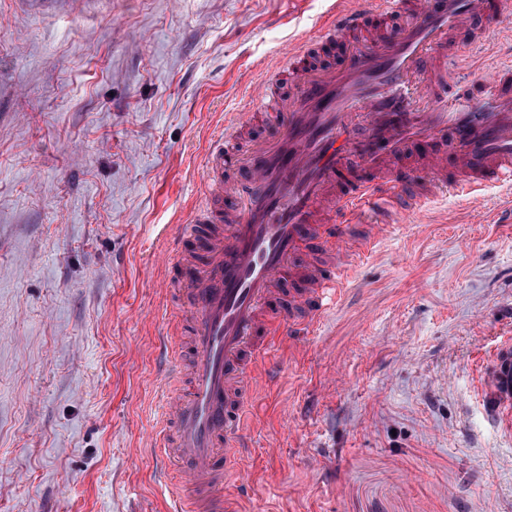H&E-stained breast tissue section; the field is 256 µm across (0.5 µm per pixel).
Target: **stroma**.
Here are the masks:
<instances>
[{"instance_id": "1", "label": "stroma", "mask_w": 512, "mask_h": 512, "mask_svg": "<svg viewBox=\"0 0 512 512\" xmlns=\"http://www.w3.org/2000/svg\"><path fill=\"white\" fill-rule=\"evenodd\" d=\"M331 0H0V512H166L160 239L245 78ZM462 56L447 95L479 98ZM496 186L397 218L308 335L249 372L242 512H512L479 377L512 344Z\"/></svg>"}]
</instances>
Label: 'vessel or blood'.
<instances>
[{"mask_svg": "<svg viewBox=\"0 0 512 512\" xmlns=\"http://www.w3.org/2000/svg\"><path fill=\"white\" fill-rule=\"evenodd\" d=\"M406 13L395 25L397 13ZM499 29L496 0H334L331 15L265 66L244 110L228 114L212 142L194 206L174 225L171 290L190 310L187 384L162 392V439L182 465L173 512H235L227 489L238 483L240 419L252 396L248 371L261 365L282 325L305 335L341 301L354 264L388 232L396 215L442 191L468 195L512 186V64L481 77L483 95L440 99L415 108L465 33ZM346 46L341 68L314 67L316 47ZM287 75L290 96H275L269 77ZM276 115L269 139L240 149L247 126ZM364 136H353L356 125ZM447 140V150L401 164L411 139ZM369 170L348 178L351 159ZM365 232L349 237L347 226ZM335 231L327 268L297 263ZM288 306H272L279 284ZM484 385L499 425L512 426V347L494 354Z\"/></svg>", "mask_w": 512, "mask_h": 512, "instance_id": "obj_1", "label": "vessel or blood"}]
</instances>
